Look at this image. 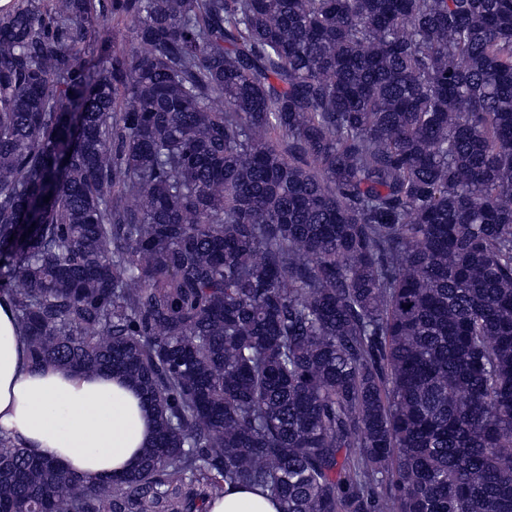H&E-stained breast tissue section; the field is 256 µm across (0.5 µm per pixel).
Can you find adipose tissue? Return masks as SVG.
<instances>
[{
  "mask_svg": "<svg viewBox=\"0 0 512 512\" xmlns=\"http://www.w3.org/2000/svg\"><path fill=\"white\" fill-rule=\"evenodd\" d=\"M0 430L38 457L91 483L132 470L152 441L154 416L137 388L112 373L32 368L10 301L0 296ZM208 512H280L262 488L227 486Z\"/></svg>",
  "mask_w": 512,
  "mask_h": 512,
  "instance_id": "ef3b65f1",
  "label": "adipose tissue"
}]
</instances>
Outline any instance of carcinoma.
<instances>
[{"label":"carcinoma","instance_id":"cac0c4a2","mask_svg":"<svg viewBox=\"0 0 512 512\" xmlns=\"http://www.w3.org/2000/svg\"><path fill=\"white\" fill-rule=\"evenodd\" d=\"M2 291L156 430L0 512H512V0L0 8ZM277 500L258 486H226L222 496L210 501L207 512H280Z\"/></svg>","mask_w":512,"mask_h":512}]
</instances>
